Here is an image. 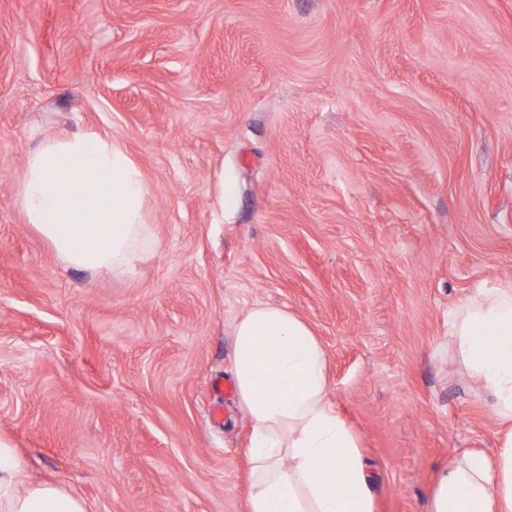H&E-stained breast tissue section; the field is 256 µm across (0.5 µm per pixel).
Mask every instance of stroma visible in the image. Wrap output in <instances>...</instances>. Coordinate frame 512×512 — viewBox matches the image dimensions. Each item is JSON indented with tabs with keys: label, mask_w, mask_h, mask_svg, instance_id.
I'll return each instance as SVG.
<instances>
[{
	"label": "stroma",
	"mask_w": 512,
	"mask_h": 512,
	"mask_svg": "<svg viewBox=\"0 0 512 512\" xmlns=\"http://www.w3.org/2000/svg\"><path fill=\"white\" fill-rule=\"evenodd\" d=\"M89 132L150 187L128 275L17 204L29 154ZM508 283L512 0H0V435L89 512H246L211 385L258 301L320 337L378 512H427L439 464L496 450L448 313Z\"/></svg>",
	"instance_id": "obj_1"
}]
</instances>
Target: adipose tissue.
<instances>
[{
	"label": "adipose tissue",
	"instance_id": "adipose-tissue-1",
	"mask_svg": "<svg viewBox=\"0 0 512 512\" xmlns=\"http://www.w3.org/2000/svg\"><path fill=\"white\" fill-rule=\"evenodd\" d=\"M147 195L121 144L96 133L60 134L30 155L18 202L66 265L127 275L152 244ZM267 334L274 337L268 345ZM448 336L459 371L491 401L497 452L449 457L428 512H512V285L477 289L456 305ZM232 339V378L250 427L247 512H376L361 439L330 400L327 355L312 326L259 303L234 323ZM0 512L87 506L58 483L32 481L24 457L0 437Z\"/></svg>",
	"mask_w": 512,
	"mask_h": 512
}]
</instances>
